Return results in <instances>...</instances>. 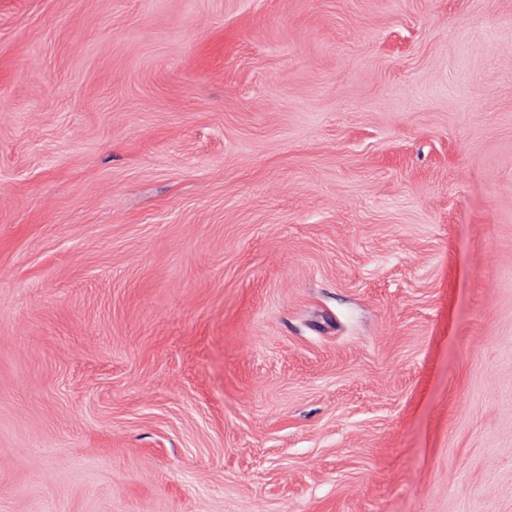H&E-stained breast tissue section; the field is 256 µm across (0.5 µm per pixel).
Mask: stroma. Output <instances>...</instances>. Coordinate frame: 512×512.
<instances>
[{"label": "stroma", "instance_id": "35a3bbf8", "mask_svg": "<svg viewBox=\"0 0 512 512\" xmlns=\"http://www.w3.org/2000/svg\"><path fill=\"white\" fill-rule=\"evenodd\" d=\"M0 512H512V0H0Z\"/></svg>", "mask_w": 512, "mask_h": 512}]
</instances>
